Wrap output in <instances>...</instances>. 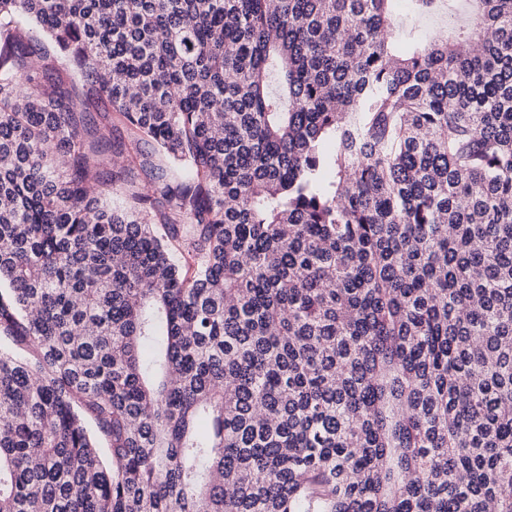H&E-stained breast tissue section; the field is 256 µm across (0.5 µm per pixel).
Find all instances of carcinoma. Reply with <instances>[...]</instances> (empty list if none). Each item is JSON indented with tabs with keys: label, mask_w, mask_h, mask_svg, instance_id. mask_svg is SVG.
<instances>
[{
	"label": "carcinoma",
	"mask_w": 512,
	"mask_h": 512,
	"mask_svg": "<svg viewBox=\"0 0 512 512\" xmlns=\"http://www.w3.org/2000/svg\"><path fill=\"white\" fill-rule=\"evenodd\" d=\"M395 2L0 0V512H512V0ZM109 122L112 124V149L107 151L103 156V167L107 171L112 169V152L116 150L120 143L126 142L129 136L128 130L118 113L112 112L109 117Z\"/></svg>",
	"instance_id": "cac0c4a2"
}]
</instances>
